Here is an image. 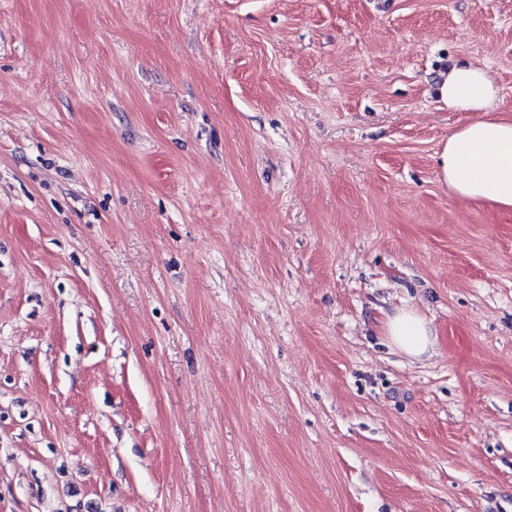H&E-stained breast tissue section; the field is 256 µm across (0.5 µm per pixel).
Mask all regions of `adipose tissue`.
I'll return each mask as SVG.
<instances>
[{
    "label": "adipose tissue",
    "instance_id": "obj_1",
    "mask_svg": "<svg viewBox=\"0 0 512 512\" xmlns=\"http://www.w3.org/2000/svg\"><path fill=\"white\" fill-rule=\"evenodd\" d=\"M498 86L492 73L470 63L449 70L437 95L452 112H474L477 120L449 133L438 153V178L458 197L512 211V119L493 115ZM390 344L406 357L431 355L438 335L420 312L400 308L385 322Z\"/></svg>",
    "mask_w": 512,
    "mask_h": 512
}]
</instances>
